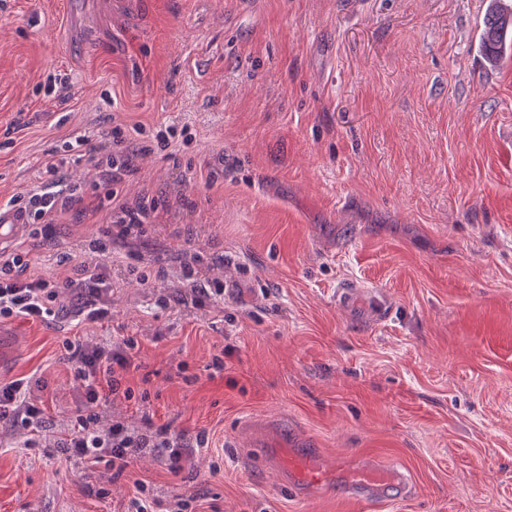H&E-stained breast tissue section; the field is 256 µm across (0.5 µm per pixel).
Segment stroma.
I'll list each match as a JSON object with an SVG mask.
<instances>
[{"mask_svg": "<svg viewBox=\"0 0 512 512\" xmlns=\"http://www.w3.org/2000/svg\"><path fill=\"white\" fill-rule=\"evenodd\" d=\"M62 2L0 0V207L77 137L194 139L115 183L67 172L81 202L0 249L61 281L97 262L113 198L154 205L112 243L111 317L0 321V381L41 379L59 437L79 407L66 342L131 337L112 417L208 446L114 478L5 429L0 512H127L138 481L194 512H512V60L477 51L488 0ZM213 278L223 299L192 302ZM281 442L401 464L412 492L295 497Z\"/></svg>", "mask_w": 512, "mask_h": 512, "instance_id": "1", "label": "stroma"}]
</instances>
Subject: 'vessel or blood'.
I'll return each instance as SVG.
<instances>
[{
    "instance_id": "1",
    "label": "vessel or blood",
    "mask_w": 512,
    "mask_h": 512,
    "mask_svg": "<svg viewBox=\"0 0 512 512\" xmlns=\"http://www.w3.org/2000/svg\"><path fill=\"white\" fill-rule=\"evenodd\" d=\"M27 228L24 215L0 207V246L21 237ZM281 468L288 483L299 495L336 489L361 501H394L407 496L412 480L405 468L376 461L353 464H327L311 448H289L281 456Z\"/></svg>"
}]
</instances>
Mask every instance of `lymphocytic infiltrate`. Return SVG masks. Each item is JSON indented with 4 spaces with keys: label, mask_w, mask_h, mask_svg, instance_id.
Listing matches in <instances>:
<instances>
[{
    "label": "lymphocytic infiltrate",
    "mask_w": 512,
    "mask_h": 512,
    "mask_svg": "<svg viewBox=\"0 0 512 512\" xmlns=\"http://www.w3.org/2000/svg\"><path fill=\"white\" fill-rule=\"evenodd\" d=\"M166 131H158L154 140H142L130 146L121 127H113L102 144L105 160L95 163L100 179L119 180L130 167L135 154H148L154 148H167ZM75 161L65 154L52 155L42 170L51 177L54 188L50 191L32 190L24 199L21 211L28 223L54 224L58 214L69 210L79 200L78 185L64 181L63 171L73 168ZM101 259L94 265L80 264L74 276L62 281L29 274V261L25 254L0 257V320L22 317L30 321H44L63 309L71 295L87 297L86 317L96 322L106 319L112 312V256L111 241L96 248ZM133 339L103 345L93 342L68 343L67 363L80 397L77 416L67 426L56 445L64 454L92 466L122 475L132 460L151 452L163 460L171 473L184 470L196 449L206 447V433H198L187 440L183 432L163 426L155 430L131 431L123 422L110 417L108 410L114 401L131 398L130 389L123 381L133 363ZM45 409L40 395L23 378L0 382V424L27 434V446H35L36 436L44 427Z\"/></svg>",
    "instance_id": "lymphocytic-infiltrate-1"
}]
</instances>
